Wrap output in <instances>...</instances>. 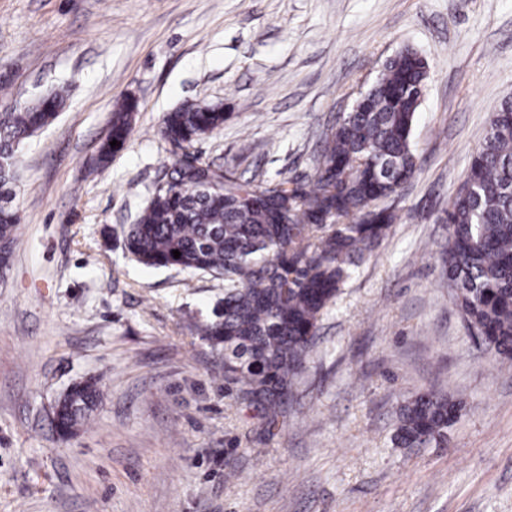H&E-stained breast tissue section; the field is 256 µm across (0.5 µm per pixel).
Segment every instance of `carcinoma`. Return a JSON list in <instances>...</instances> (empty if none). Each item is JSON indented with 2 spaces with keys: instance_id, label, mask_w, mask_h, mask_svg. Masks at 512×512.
I'll return each instance as SVG.
<instances>
[{
  "instance_id": "cac0c4a2",
  "label": "carcinoma",
  "mask_w": 512,
  "mask_h": 512,
  "mask_svg": "<svg viewBox=\"0 0 512 512\" xmlns=\"http://www.w3.org/2000/svg\"><path fill=\"white\" fill-rule=\"evenodd\" d=\"M427 77V62L412 49L389 59L369 89L370 107L346 113L326 133L308 184L291 187L287 180L238 177L201 160L176 161L123 228L127 255L143 266L224 279V298L198 332L224 360L228 395L253 407L269 430L286 412L323 316L394 224L393 213L377 202L415 175L411 136ZM63 104L55 92L0 112L1 270L10 264L21 221L13 205L19 154ZM137 112L134 99L116 106L103 158L126 145ZM223 125L221 106L186 103L163 115L158 135L169 146L189 148ZM114 140L119 145L111 146ZM466 182L472 194L456 196L448 209L444 274L484 352L511 361L512 99L495 113ZM99 395L94 381L64 394L55 417L60 439L89 419ZM461 406L446 394L415 395L401 408L399 443L427 446L443 436Z\"/></svg>"
}]
</instances>
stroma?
<instances>
[{
  "label": "stroma",
  "mask_w": 512,
  "mask_h": 512,
  "mask_svg": "<svg viewBox=\"0 0 512 512\" xmlns=\"http://www.w3.org/2000/svg\"><path fill=\"white\" fill-rule=\"evenodd\" d=\"M429 77L418 169L384 202L357 269L274 429L224 394L192 326L224 282L130 260L133 223L173 159L165 112L218 102L203 161L309 182L322 140L404 48ZM0 102L64 91L18 164L17 245L0 278V512H512V362L484 357L442 271L448 207L512 97V0H0ZM138 100L124 150L112 112ZM95 379L60 441L54 402ZM463 403L444 440L397 445L401 406ZM234 479H226L227 463Z\"/></svg>",
  "instance_id": "35a3bbf8"
}]
</instances>
